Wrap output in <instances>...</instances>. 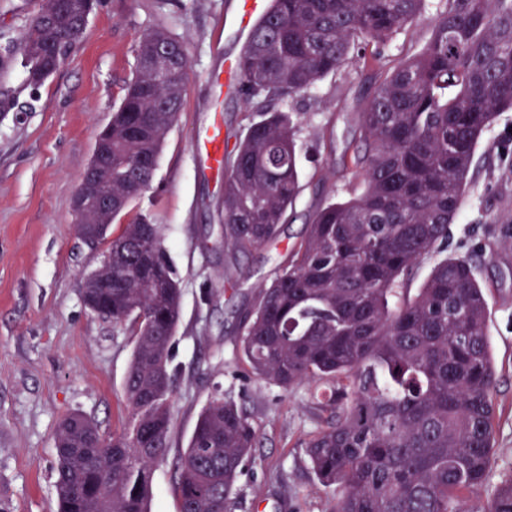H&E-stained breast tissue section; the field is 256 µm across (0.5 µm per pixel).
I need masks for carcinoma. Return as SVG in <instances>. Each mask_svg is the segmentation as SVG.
Returning <instances> with one entry per match:
<instances>
[{
	"label": "carcinoma",
	"mask_w": 512,
	"mask_h": 512,
	"mask_svg": "<svg viewBox=\"0 0 512 512\" xmlns=\"http://www.w3.org/2000/svg\"><path fill=\"white\" fill-rule=\"evenodd\" d=\"M20 43H0V72L22 58L38 88L70 52L97 0H35ZM427 0H271L237 59L245 104L266 102L225 156L224 247L247 255L276 240L297 199L299 120L275 108L308 91L373 43L387 45ZM189 57L165 29L144 34L112 125L104 189L112 224L151 186L155 159L181 109ZM512 110V0H446L432 35L386 72L359 113L358 188L316 210L291 260L260 287L239 351L255 378L282 391L323 383L331 412L306 444L317 479L340 488L334 512H469L492 450L495 373L489 301L472 262L442 246L469 185L477 144ZM438 254L412 296L405 278ZM181 285L159 225L145 216L112 239V292L97 314L131 323L128 428L107 437L86 416L56 431L58 512H149L154 466L174 425L172 339ZM257 430L246 408L218 394L202 407L177 467L179 512H234V488ZM487 512H512V479Z\"/></svg>",
	"instance_id": "obj_1"
}]
</instances>
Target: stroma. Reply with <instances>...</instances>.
Returning <instances> with one entry per match:
<instances>
[{"label": "stroma", "mask_w": 512, "mask_h": 512, "mask_svg": "<svg viewBox=\"0 0 512 512\" xmlns=\"http://www.w3.org/2000/svg\"><path fill=\"white\" fill-rule=\"evenodd\" d=\"M442 6L429 0L383 48L381 62L347 64L288 102L301 118L302 191L280 237L247 255L224 247V177L207 168L198 148L212 125L232 143L256 117L244 108L239 84L219 89L212 81L246 42L234 0H99L82 38L41 88L25 85L18 64L0 76L32 104L0 113V501L11 512H57L55 434L65 416L82 413L108 435L128 425L124 385L135 338L130 325L83 303L99 253L77 232L72 198L134 69L139 38L159 27L187 45L184 101L152 188L111 227L120 232L139 214L159 224L182 285L171 448L153 473L151 512H178L174 464L217 392L243 402L259 433L235 512H333L336 494L317 480L305 453L327 418L313 387L284 392L246 377L233 349L259 288L287 264L317 206L348 198L354 178L345 162L361 147L358 114L384 72L429 40ZM447 252L471 260L491 309V464L485 481L465 494L469 512H482L512 476V110L496 117L476 148Z\"/></svg>", "instance_id": "obj_1"}]
</instances>
